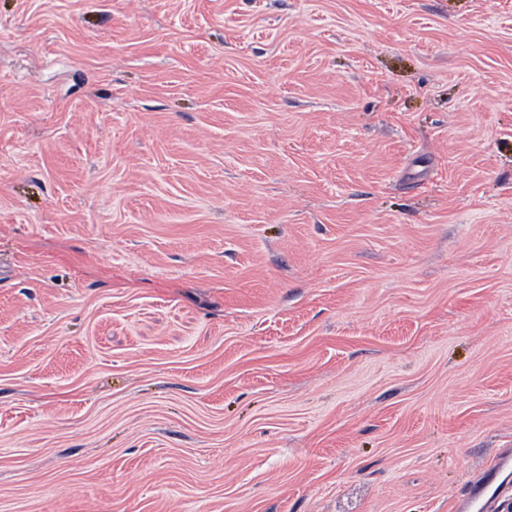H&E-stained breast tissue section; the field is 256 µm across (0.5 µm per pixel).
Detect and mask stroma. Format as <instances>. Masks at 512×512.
<instances>
[{
  "mask_svg": "<svg viewBox=\"0 0 512 512\" xmlns=\"http://www.w3.org/2000/svg\"><path fill=\"white\" fill-rule=\"evenodd\" d=\"M512 448V0H0V512H454Z\"/></svg>",
  "mask_w": 512,
  "mask_h": 512,
  "instance_id": "obj_1",
  "label": "stroma"
}]
</instances>
